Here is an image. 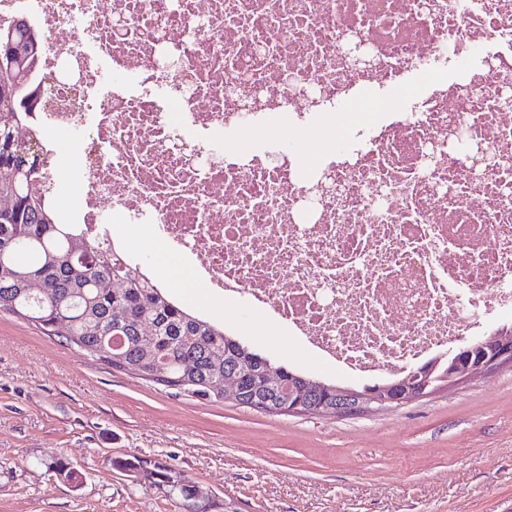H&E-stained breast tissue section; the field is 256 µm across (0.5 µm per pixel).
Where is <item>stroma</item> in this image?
Segmentation results:
<instances>
[{"label":"stroma","instance_id":"35a3bbf8","mask_svg":"<svg viewBox=\"0 0 512 512\" xmlns=\"http://www.w3.org/2000/svg\"><path fill=\"white\" fill-rule=\"evenodd\" d=\"M375 108L354 102L329 143L291 141L277 125L243 140L311 163L345 152ZM121 239L143 268L167 267L165 288L197 314L275 363L336 378L247 295L228 304L202 282L182 287L187 268L174 251L140 228ZM57 456L72 476L52 472ZM132 456L198 486L208 512H503L512 501V365L401 407L269 414L172 394L0 312V512H187L179 492L116 468Z\"/></svg>","mask_w":512,"mask_h":512}]
</instances>
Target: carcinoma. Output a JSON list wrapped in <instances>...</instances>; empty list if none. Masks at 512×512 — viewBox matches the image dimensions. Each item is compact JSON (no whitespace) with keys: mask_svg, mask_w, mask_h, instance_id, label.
I'll return each mask as SVG.
<instances>
[{"mask_svg":"<svg viewBox=\"0 0 512 512\" xmlns=\"http://www.w3.org/2000/svg\"><path fill=\"white\" fill-rule=\"evenodd\" d=\"M34 29L17 24L12 42L0 41V196L13 205L0 210V312L15 314L59 336L112 367L152 381L180 395L208 402L224 399L217 384L224 375L237 379L234 401L262 413H279V395L265 382L273 367L269 359L208 320L174 301L160 285H149L141 268L125 256L109 252L80 224H60L40 191L20 189L13 171L20 165L9 132L22 125L29 139L31 111L24 98L35 85L34 75L44 41L33 43ZM49 288L36 297L29 282ZM113 282L115 287L103 284ZM457 354L437 358L395 379L356 388L368 391L407 380L425 381L432 390L448 377ZM312 414L336 407L338 384L285 366L279 367ZM120 469L143 473L154 483L178 486L172 470L135 457L114 462Z\"/></svg>","mask_w":512,"mask_h":512,"instance_id":"cac0c4a2","label":"carcinoma"}]
</instances>
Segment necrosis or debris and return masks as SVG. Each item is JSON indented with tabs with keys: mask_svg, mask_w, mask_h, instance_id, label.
<instances>
[{
	"mask_svg": "<svg viewBox=\"0 0 512 512\" xmlns=\"http://www.w3.org/2000/svg\"><path fill=\"white\" fill-rule=\"evenodd\" d=\"M16 19L53 38L32 121L77 148L59 223L107 244L154 225L345 376L405 375L481 335L488 306L512 313V0H0ZM106 66L135 85L107 89ZM368 86L369 144L341 160L224 141L275 122L335 137Z\"/></svg>",
	"mask_w": 512,
	"mask_h": 512,
	"instance_id": "necrosis-or-debris-1",
	"label": "necrosis or debris"
}]
</instances>
